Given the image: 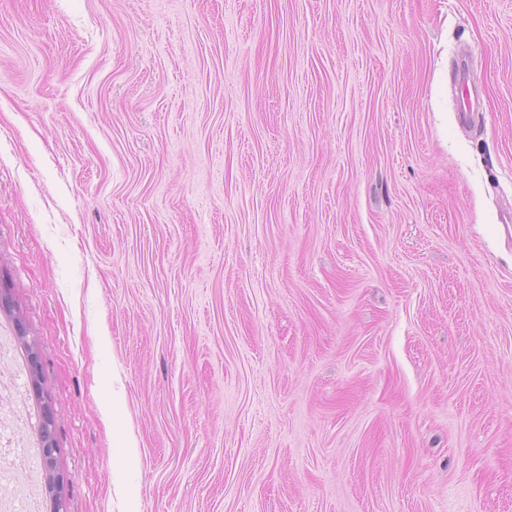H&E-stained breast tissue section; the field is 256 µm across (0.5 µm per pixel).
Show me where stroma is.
I'll return each instance as SVG.
<instances>
[{
    "label": "stroma",
    "instance_id": "stroma-1",
    "mask_svg": "<svg viewBox=\"0 0 512 512\" xmlns=\"http://www.w3.org/2000/svg\"><path fill=\"white\" fill-rule=\"evenodd\" d=\"M0 278L67 512H512V0H0ZM27 331L17 324L16 339L23 344L27 352L29 384L40 413L39 453L41 470L45 485L53 497V512H64L63 489L65 478L57 470L60 448L55 433V419L52 404L44 397L42 390L43 363L33 340H29Z\"/></svg>",
    "mask_w": 512,
    "mask_h": 512
}]
</instances>
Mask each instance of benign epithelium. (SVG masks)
Masks as SVG:
<instances>
[{"label":"benign epithelium","mask_w":512,"mask_h":512,"mask_svg":"<svg viewBox=\"0 0 512 512\" xmlns=\"http://www.w3.org/2000/svg\"><path fill=\"white\" fill-rule=\"evenodd\" d=\"M16 339L27 352L29 384L40 413L39 453L45 485L53 497V512H65L63 489L65 478L57 470L60 448L55 433V419L52 404L44 397L42 390L43 363L34 341L28 338L22 325H17Z\"/></svg>","instance_id":"obj_1"}]
</instances>
